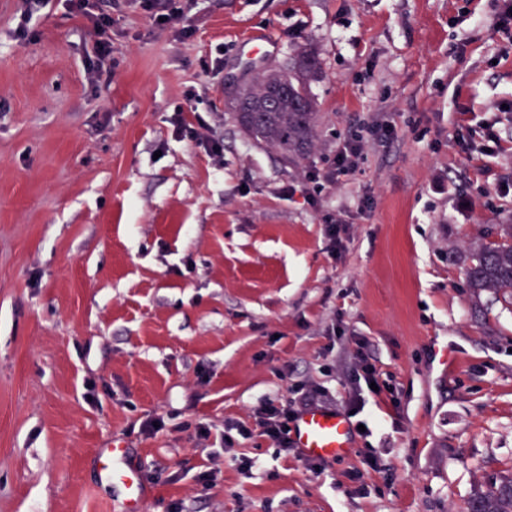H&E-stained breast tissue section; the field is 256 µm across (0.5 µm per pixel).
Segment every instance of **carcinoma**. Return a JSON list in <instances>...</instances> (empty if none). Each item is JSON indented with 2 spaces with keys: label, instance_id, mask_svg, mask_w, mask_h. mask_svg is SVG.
<instances>
[{
  "label": "carcinoma",
  "instance_id": "cac0c4a2",
  "mask_svg": "<svg viewBox=\"0 0 512 512\" xmlns=\"http://www.w3.org/2000/svg\"><path fill=\"white\" fill-rule=\"evenodd\" d=\"M288 70L300 73L301 90L288 97L270 112L232 113L239 129L254 143L274 149L282 163L298 165L312 154L316 113L306 112L301 102L313 103L310 81L320 71L314 52L304 49L296 54ZM498 239L477 246L465 267L468 287L487 292L495 298L512 301V224L497 225ZM469 512H512V477L486 490H477L469 501Z\"/></svg>",
  "mask_w": 512,
  "mask_h": 512
}]
</instances>
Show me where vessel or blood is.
Wrapping results in <instances>:
<instances>
[{"label":"vessel or blood","mask_w":512,"mask_h":512,"mask_svg":"<svg viewBox=\"0 0 512 512\" xmlns=\"http://www.w3.org/2000/svg\"><path fill=\"white\" fill-rule=\"evenodd\" d=\"M291 438L306 457L333 461L349 454L353 446L352 423L340 412L314 407L295 420ZM98 455L107 464L106 482L123 492L124 512H145L147 491L137 470L127 464L126 449L102 448Z\"/></svg>","instance_id":"vessel-or-blood-1"}]
</instances>
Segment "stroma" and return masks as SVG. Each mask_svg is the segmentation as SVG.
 Wrapping results in <instances>:
<instances>
[{"label": "stroma", "instance_id": "1", "mask_svg": "<svg viewBox=\"0 0 512 512\" xmlns=\"http://www.w3.org/2000/svg\"><path fill=\"white\" fill-rule=\"evenodd\" d=\"M181 6L188 36L128 7L96 89L87 19L54 0L20 43L21 4L0 0V512H120L94 460L114 440L146 512H468L512 474V304L464 274L512 224V0ZM264 31L273 63L306 47L321 64L316 148L296 168L224 105L263 69L240 43ZM178 111L221 157L177 136ZM355 134L356 173L326 180ZM330 223L346 226L335 257ZM361 342L388 389L363 393L348 456L314 468L257 434L235 443L250 473L222 454L226 419L253 425L295 387L346 412ZM451 343L466 360L447 372ZM150 416L165 427L146 436Z\"/></svg>", "mask_w": 512, "mask_h": 512}]
</instances>
